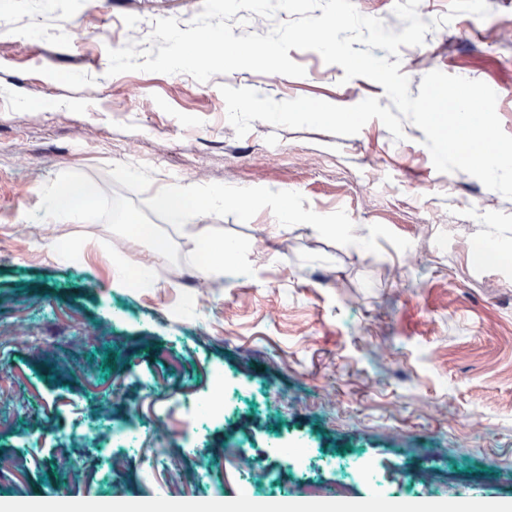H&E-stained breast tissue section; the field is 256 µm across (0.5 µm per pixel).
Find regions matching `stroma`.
<instances>
[{
	"label": "stroma",
	"mask_w": 512,
	"mask_h": 512,
	"mask_svg": "<svg viewBox=\"0 0 512 512\" xmlns=\"http://www.w3.org/2000/svg\"><path fill=\"white\" fill-rule=\"evenodd\" d=\"M457 16L425 35L428 57L402 59L418 96L439 70L488 84L512 135V0ZM203 0H0V485L90 486L139 480L140 461L168 497L204 475L211 487L250 482L257 512L281 498L274 474L327 470L363 453L376 494L451 505L477 487L512 503V199L477 178L435 169L424 132L378 83L344 80L318 52L290 50L302 77L237 70L200 82L184 73L107 76L113 27L180 24ZM95 12L98 36L84 14ZM274 101L275 117L256 109ZM335 107V124L291 114ZM164 167H157L156 157ZM179 186L262 193L174 223L153 197ZM69 177L97 189L85 219L48 218L51 188ZM287 204V228L277 210ZM150 224L156 240L115 246ZM357 227L356 239L341 232ZM231 241L206 309L191 283L128 290L147 252L194 263L201 242ZM501 261L485 264L483 250ZM97 288H87L88 279ZM223 374V420L185 434L182 407ZM130 414L135 447L104 457L62 448L57 431L100 404ZM165 439L145 431L153 418ZM251 432L238 459L239 427ZM470 452L460 453V439Z\"/></svg>",
	"instance_id": "stroma-1"
}]
</instances>
